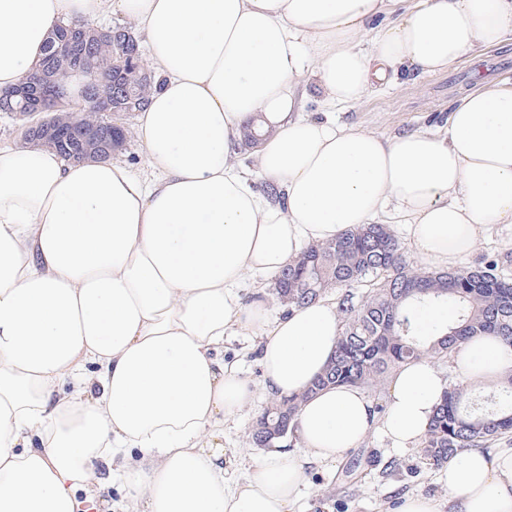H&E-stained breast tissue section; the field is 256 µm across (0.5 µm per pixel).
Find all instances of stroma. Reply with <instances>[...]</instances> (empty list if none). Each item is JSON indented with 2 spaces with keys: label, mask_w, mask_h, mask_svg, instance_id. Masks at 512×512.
<instances>
[{
  "label": "stroma",
  "mask_w": 512,
  "mask_h": 512,
  "mask_svg": "<svg viewBox=\"0 0 512 512\" xmlns=\"http://www.w3.org/2000/svg\"><path fill=\"white\" fill-rule=\"evenodd\" d=\"M512 81V44L468 55L448 70L419 75L370 93L356 106L336 112L338 122L390 136L402 132L434 131L442 127L455 100L464 92ZM255 336H228L224 359L236 363L254 391V400L224 422V471L239 479L263 458L265 449L253 447L248 428L269 400L261 387L262 367ZM358 463L357 483L344 481L350 463ZM443 469L424 460L419 448H397L378 432H371L357 448L330 464L310 463L293 512H395L403 495L422 494L457 512L448 500Z\"/></svg>",
  "instance_id": "stroma-1"
}]
</instances>
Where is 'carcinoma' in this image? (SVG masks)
I'll use <instances>...</instances> for the list:
<instances>
[{
  "mask_svg": "<svg viewBox=\"0 0 512 512\" xmlns=\"http://www.w3.org/2000/svg\"><path fill=\"white\" fill-rule=\"evenodd\" d=\"M136 58L123 72L112 67L118 48L111 40L90 42L87 55L58 62L69 72L78 67L74 93L91 94L97 80L113 74L118 86H127L132 111L141 109L161 80L144 75L139 41L129 45ZM58 137L40 139L67 157L73 144L65 136L73 126L102 129L107 116L91 101L77 111L61 104L53 112ZM341 289L338 313L341 333L324 371L301 394L271 399L250 429L256 447L270 448L292 435L303 401L336 385H352L371 392L381 390L392 372L423 356L450 359L473 339L492 334L512 348V278L497 259L448 270H427L409 264L403 247L384 224L348 229L335 240L306 245L299 257L273 276L276 297L297 309ZM421 305L454 307V314L430 336L421 335L410 311ZM490 408L471 407V388L453 383L436 408L421 441L424 458L439 467L468 448L512 433V373L496 385Z\"/></svg>",
  "mask_w": 512,
  "mask_h": 512,
  "instance_id": "obj_1",
  "label": "carcinoma"
}]
</instances>
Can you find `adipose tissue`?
<instances>
[{
    "instance_id": "obj_1",
    "label": "adipose tissue",
    "mask_w": 512,
    "mask_h": 512,
    "mask_svg": "<svg viewBox=\"0 0 512 512\" xmlns=\"http://www.w3.org/2000/svg\"><path fill=\"white\" fill-rule=\"evenodd\" d=\"M117 11L163 80L138 116L152 178L0 148V512H109L94 468L118 456L124 512H291L306 462L375 429L419 444L448 382L429 358L400 367L382 417L362 388L323 389L299 411L300 455L273 450L228 483L224 421L254 391L218 358L225 337H260L263 388L284 397L324 370L341 329L335 304L273 318L241 290L387 214L446 269L488 225L512 227V85L463 93L436 132L384 138L329 117L512 43V0H0V94L39 68L58 26ZM312 91L327 118L304 116ZM253 115L273 197L235 160ZM455 365L496 381L512 349L486 335ZM444 471L458 512H512V448Z\"/></svg>"
}]
</instances>
